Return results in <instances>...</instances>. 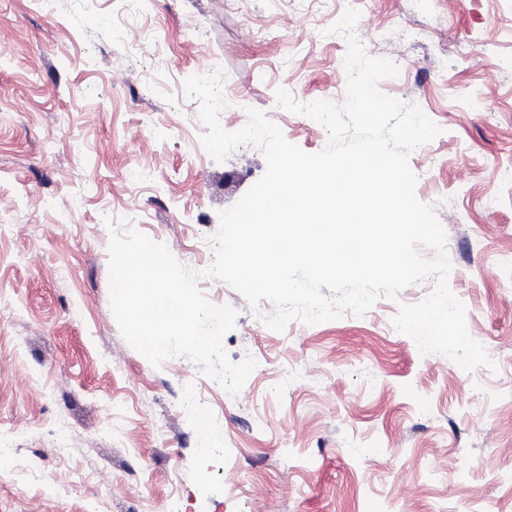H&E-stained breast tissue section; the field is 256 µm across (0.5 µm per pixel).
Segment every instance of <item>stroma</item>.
Returning <instances> with one entry per match:
<instances>
[{
  "instance_id": "obj_1",
  "label": "stroma",
  "mask_w": 512,
  "mask_h": 512,
  "mask_svg": "<svg viewBox=\"0 0 512 512\" xmlns=\"http://www.w3.org/2000/svg\"><path fill=\"white\" fill-rule=\"evenodd\" d=\"M369 55L441 129L413 150L447 234L448 285L496 369L421 354L392 319L434 282L276 332L228 284L222 344L262 364L238 395L187 357L153 367L110 305V231L127 220L207 271L218 213L265 173L255 146L203 148L191 75L223 71L229 131L270 113L315 153L323 126L277 89L345 98L347 7ZM512 0H0V512H512ZM138 173L131 181L130 173Z\"/></svg>"
}]
</instances>
